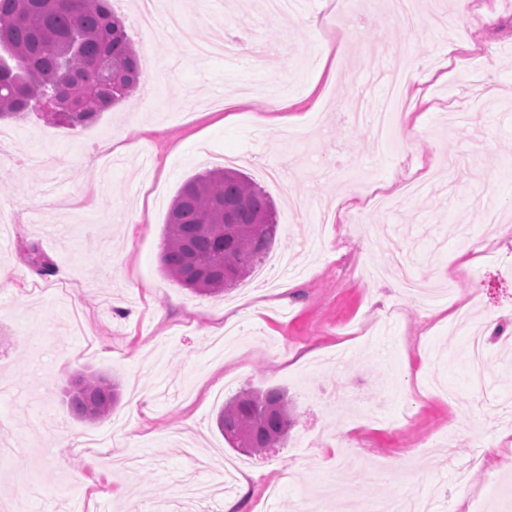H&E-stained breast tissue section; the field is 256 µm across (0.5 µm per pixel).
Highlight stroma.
Wrapping results in <instances>:
<instances>
[{"label":"stroma","instance_id":"35a3bbf8","mask_svg":"<svg viewBox=\"0 0 512 512\" xmlns=\"http://www.w3.org/2000/svg\"><path fill=\"white\" fill-rule=\"evenodd\" d=\"M135 4L112 0L143 71L168 61L150 86L87 127L47 125L34 112L0 122V209L11 223L0 250V382L11 387L0 396V512H224L228 500L237 512H298L303 490L337 479L336 451L352 443L361 449L354 512H386L420 487L443 510L463 493L470 512H512L503 490L512 448L498 444L493 420L500 397L512 396V343L487 341L476 387L452 320L512 317V236L485 224L483 205L496 191L512 223V0H495L497 28L452 17L436 26L450 0H415L411 25L383 0H363L348 17L355 55L338 62L319 23L327 0L276 18L256 0H166L184 25L151 45ZM218 33L241 45L239 58L196 54ZM452 42L484 44L496 67L466 51L449 63ZM394 47L425 61L416 77L428 94L406 89L383 147L349 112L384 98ZM263 49L286 54L288 69L251 66ZM233 84L245 85L246 101L228 123L202 103L212 86ZM275 89L320 119L308 141L256 122ZM113 143L122 151L105 177L96 158ZM225 156L274 200L272 250L291 269L198 295L162 273L163 228L181 185ZM355 169L378 189L413 177L425 189L389 214L364 201L356 219L322 223ZM467 234L491 243L492 262L459 268ZM33 245L50 274L29 263ZM401 253L414 278L454 294L423 301L388 271L367 279V267L387 270ZM86 371L122 385L111 419L97 424L66 403ZM337 382L347 399L339 409L329 403ZM247 387L286 393L293 424L283 447L249 456L217 430L224 400ZM470 416L487 427L471 429ZM478 442L500 454L473 467Z\"/></svg>","mask_w":512,"mask_h":512}]
</instances>
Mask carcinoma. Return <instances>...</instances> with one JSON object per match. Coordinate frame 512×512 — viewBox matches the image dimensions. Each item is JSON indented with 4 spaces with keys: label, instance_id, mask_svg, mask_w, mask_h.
I'll list each match as a JSON object with an SVG mask.
<instances>
[{
    "label": "carcinoma",
    "instance_id": "carcinoma-1",
    "mask_svg": "<svg viewBox=\"0 0 512 512\" xmlns=\"http://www.w3.org/2000/svg\"><path fill=\"white\" fill-rule=\"evenodd\" d=\"M0 121L55 101L43 118L86 126L139 86L142 70L132 40L110 0H0ZM278 224L268 195L244 174L216 168L178 190L164 226L163 273L197 294L218 295L251 272L274 242ZM80 420L107 418L119 385L81 375L66 393ZM233 448L256 454L288 436V400L277 389L243 390L217 412Z\"/></svg>",
    "mask_w": 512,
    "mask_h": 512
}]
</instances>
